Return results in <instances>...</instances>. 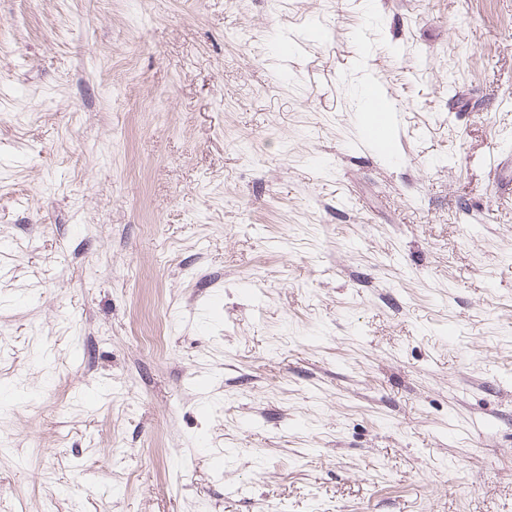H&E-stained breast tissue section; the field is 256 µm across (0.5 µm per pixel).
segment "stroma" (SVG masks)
<instances>
[{"mask_svg":"<svg viewBox=\"0 0 512 512\" xmlns=\"http://www.w3.org/2000/svg\"><path fill=\"white\" fill-rule=\"evenodd\" d=\"M494 154L512 0H0V512H512Z\"/></svg>","mask_w":512,"mask_h":512,"instance_id":"obj_1","label":"stroma"}]
</instances>
